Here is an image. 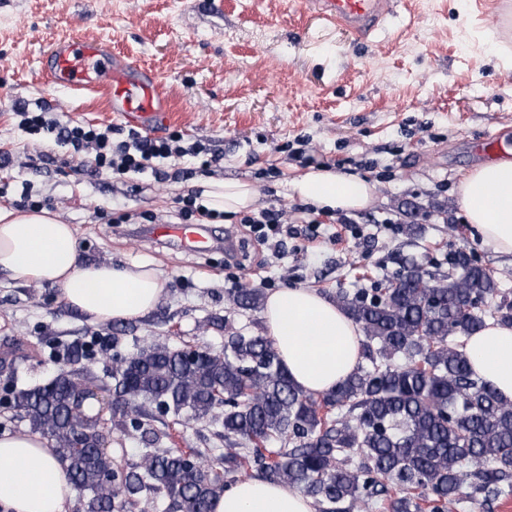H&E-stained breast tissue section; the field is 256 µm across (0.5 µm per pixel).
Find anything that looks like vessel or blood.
Segmentation results:
<instances>
[{
    "mask_svg": "<svg viewBox=\"0 0 512 512\" xmlns=\"http://www.w3.org/2000/svg\"><path fill=\"white\" fill-rule=\"evenodd\" d=\"M392 0H304L308 12L363 36L389 13ZM42 74L64 89H96L106 95L107 109L145 131L168 124L170 104L156 76L113 53L100 39L73 38L54 45L40 63ZM190 249L203 248L207 231L200 224H170L162 229Z\"/></svg>",
    "mask_w": 512,
    "mask_h": 512,
    "instance_id": "obj_1",
    "label": "vessel or blood"
}]
</instances>
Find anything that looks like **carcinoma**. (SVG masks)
Listing matches in <instances>:
<instances>
[{
	"instance_id": "1",
	"label": "carcinoma",
	"mask_w": 512,
	"mask_h": 512,
	"mask_svg": "<svg viewBox=\"0 0 512 512\" xmlns=\"http://www.w3.org/2000/svg\"><path fill=\"white\" fill-rule=\"evenodd\" d=\"M400 282L340 288L336 303L359 327L361 357L335 388L314 398L289 376L271 339L228 337L224 352L172 350L146 343L112 354L124 386L138 399L105 419L86 415L97 400L72 397L74 378L7 389L0 406L50 439L71 483L87 494L86 512H128L144 494L162 492L173 512H211L226 490L219 470L252 468L298 488L315 512H453L468 498L512 496V402L471 370L466 340L490 320L512 323V304L493 273L464 250L448 272L405 265ZM261 294L228 295L238 309ZM186 419L213 415L224 454L205 465L201 451L154 447L143 404ZM140 433V462L126 470L108 451L111 428ZM279 442V447L271 443Z\"/></svg>"
}]
</instances>
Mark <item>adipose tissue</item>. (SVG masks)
Returning a JSON list of instances; mask_svg holds the SVG:
<instances>
[{
    "mask_svg": "<svg viewBox=\"0 0 512 512\" xmlns=\"http://www.w3.org/2000/svg\"><path fill=\"white\" fill-rule=\"evenodd\" d=\"M294 191L319 210L368 206L373 187L354 175L312 169ZM211 208L227 214L253 206L250 183L227 180L207 192ZM459 203L482 244L512 256V160L481 165L459 185ZM0 271L50 285L70 308L93 322L147 316L165 294L166 279L149 263H101L82 258L72 225L47 210L0 208ZM264 326L289 373L305 391H329L360 359L361 332L335 300L315 288L268 293ZM475 375L512 401V325L488 322L466 343ZM75 488L47 438L38 433L0 435V512H71ZM212 512H313L310 499L287 484L263 478L235 483L218 495Z\"/></svg>",
    "mask_w": 512,
    "mask_h": 512,
    "instance_id": "adipose-tissue-1",
    "label": "adipose tissue"
}]
</instances>
